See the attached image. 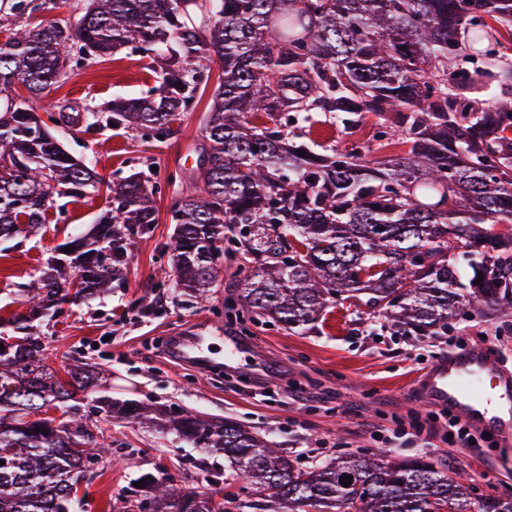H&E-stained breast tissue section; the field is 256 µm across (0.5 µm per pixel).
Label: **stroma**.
I'll return each instance as SVG.
<instances>
[{"instance_id": "1", "label": "stroma", "mask_w": 512, "mask_h": 512, "mask_svg": "<svg viewBox=\"0 0 512 512\" xmlns=\"http://www.w3.org/2000/svg\"><path fill=\"white\" fill-rule=\"evenodd\" d=\"M157 81L146 60L125 50L69 69L33 106L41 113L64 105L98 109L116 97L141 96ZM209 103V97H202L194 111L182 115L176 134L162 143L144 141L128 129L107 128L92 139L61 131L65 148L91 163L103 180L150 165L180 180L164 185L157 195L159 222L150 237L135 244L124 285L68 305L64 314L38 327L51 366L59 369L75 358L103 364L112 372L113 398L157 406L177 403L189 411L236 420L266 434L304 465L380 448L400 457H430L456 468L477 490L512 496V447L496 440L477 450L449 444L439 408L418 392L419 380L432 364L473 342L487 344L493 358L512 371V314L489 321L467 310L438 336L385 330L369 315L332 307L302 331L254 325L252 345L235 372L242 380L267 370L280 373L278 389L261 401L248 396L244 383L234 387L214 382L209 372L177 363L154 347L156 338L205 326L214 332L212 359L223 362L228 331L215 312L244 277L237 261L225 257L223 288L200 305L173 288L168 257L162 252L173 233L171 208L189 189L204 143ZM107 206L101 192L51 197L41 230L0 250V318L24 312L23 285L38 275L58 244L86 230ZM296 385L311 391V399L300 403L289 398ZM416 419L434 426L429 445L410 436L409 424ZM106 432L115 445L111 457L82 484L86 512H107L109 500L128 496L141 475L159 468L174 476L176 490L222 498L224 512H281L223 457L127 420H112Z\"/></svg>"}]
</instances>
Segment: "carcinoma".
<instances>
[{
    "instance_id": "1",
    "label": "carcinoma",
    "mask_w": 512,
    "mask_h": 512,
    "mask_svg": "<svg viewBox=\"0 0 512 512\" xmlns=\"http://www.w3.org/2000/svg\"><path fill=\"white\" fill-rule=\"evenodd\" d=\"M507 29L512 0H87L75 25L12 29L0 46V241L36 232L54 194L104 185L109 207L55 247L25 286L27 312L0 320V512H79L76 484L111 450L97 421L71 404L79 391L93 395L102 421L137 420L224 456L288 512H512L511 498H477L456 469L424 458L378 449L303 469L234 420L169 405L156 417L150 404L113 399L98 363L51 367L33 335L63 304L123 282L162 191L150 169L103 182L57 128L94 134L114 123L163 142L195 109L216 61L208 165L172 206L163 250L174 287L207 299L224 287L227 252L247 271L234 306L286 330L346 302L416 336L448 329L466 307L511 313L512 233H489L512 226ZM123 48L150 59L160 84L86 115L61 112L51 126L30 105L68 68ZM17 84L29 94L19 102ZM314 112L336 116L347 137L373 115L385 121L379 148L405 149L372 159L357 146L317 153L306 130ZM51 408L61 418L43 416ZM169 482L142 483L155 512H224L214 495Z\"/></svg>"
}]
</instances>
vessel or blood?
Returning a JSON list of instances; mask_svg holds the SVG:
<instances>
[{
    "label": "vessel or blood",
    "mask_w": 512,
    "mask_h": 512,
    "mask_svg": "<svg viewBox=\"0 0 512 512\" xmlns=\"http://www.w3.org/2000/svg\"><path fill=\"white\" fill-rule=\"evenodd\" d=\"M209 338L202 329L173 337L170 349L198 364L210 361ZM419 389L431 403L448 407L470 427L512 444V372L488 358L484 344L472 343L433 364Z\"/></svg>",
    "instance_id": "obj_1"
}]
</instances>
